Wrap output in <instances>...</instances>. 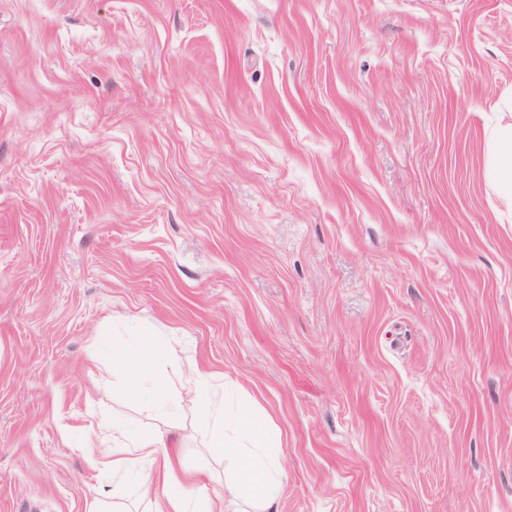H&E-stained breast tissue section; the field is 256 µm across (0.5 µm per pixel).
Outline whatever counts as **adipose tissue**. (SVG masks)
Instances as JSON below:
<instances>
[{
  "mask_svg": "<svg viewBox=\"0 0 512 512\" xmlns=\"http://www.w3.org/2000/svg\"><path fill=\"white\" fill-rule=\"evenodd\" d=\"M487 183L512 196V125L496 127L488 139L485 170ZM169 361V353L152 336L135 337L133 345L112 343V374L130 396L174 413L183 402L203 403L207 427L206 447L224 463V490L206 494L199 478L180 462L165 433L132 435L125 425L113 423L115 444L105 454L101 468L112 474H129L156 468L154 486L137 489L152 512H278L282 482V448L271 426L259 425L252 405L226 408L213 377L197 369L178 368L168 379L153 381L148 369Z\"/></svg>",
  "mask_w": 512,
  "mask_h": 512,
  "instance_id": "ef3b65f1",
  "label": "adipose tissue"
}]
</instances>
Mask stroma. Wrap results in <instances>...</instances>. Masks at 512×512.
<instances>
[{
	"mask_svg": "<svg viewBox=\"0 0 512 512\" xmlns=\"http://www.w3.org/2000/svg\"><path fill=\"white\" fill-rule=\"evenodd\" d=\"M512 0H0V512H93L104 336L239 387L279 512H512ZM486 182L512 196V125L496 127L488 139Z\"/></svg>",
	"mask_w": 512,
	"mask_h": 512,
	"instance_id": "obj_1",
	"label": "stroma"
}]
</instances>
